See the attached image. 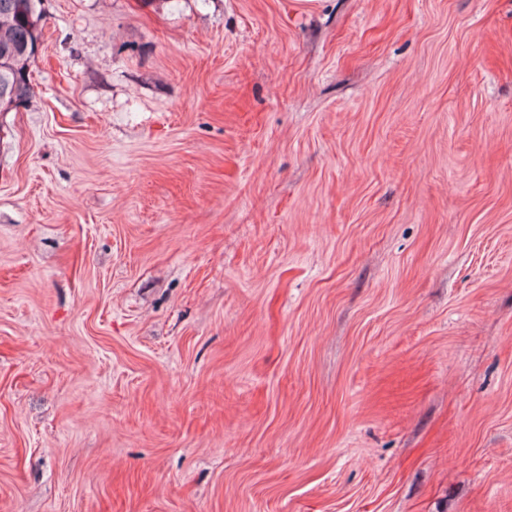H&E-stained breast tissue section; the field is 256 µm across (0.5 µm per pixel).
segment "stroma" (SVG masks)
<instances>
[{
    "label": "stroma",
    "mask_w": 512,
    "mask_h": 512,
    "mask_svg": "<svg viewBox=\"0 0 512 512\" xmlns=\"http://www.w3.org/2000/svg\"><path fill=\"white\" fill-rule=\"evenodd\" d=\"M42 8L0 512H512V0Z\"/></svg>",
    "instance_id": "stroma-1"
}]
</instances>
